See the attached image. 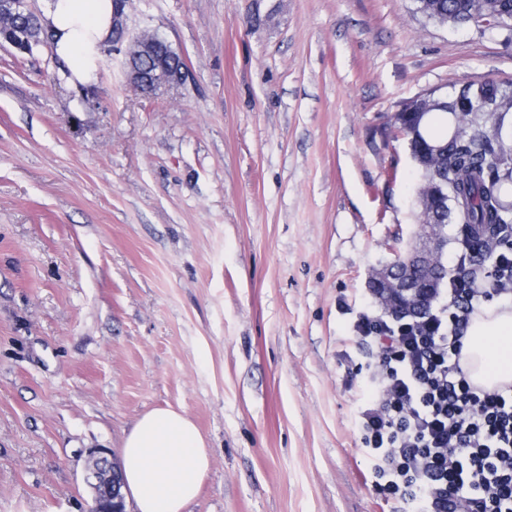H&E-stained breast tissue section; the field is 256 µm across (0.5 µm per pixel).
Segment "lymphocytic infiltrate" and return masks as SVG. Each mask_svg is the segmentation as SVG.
I'll list each match as a JSON object with an SVG mask.
<instances>
[{"mask_svg":"<svg viewBox=\"0 0 512 512\" xmlns=\"http://www.w3.org/2000/svg\"><path fill=\"white\" fill-rule=\"evenodd\" d=\"M510 290L512 257L493 283L449 289L447 306L423 318H357L373 388L360 443L395 512H512V386H475L460 363L470 316L489 292Z\"/></svg>","mask_w":512,"mask_h":512,"instance_id":"f902f5d3","label":"lymphocytic infiltrate"}]
</instances>
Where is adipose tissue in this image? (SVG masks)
<instances>
[{
	"label": "adipose tissue",
	"mask_w": 512,
	"mask_h": 512,
	"mask_svg": "<svg viewBox=\"0 0 512 512\" xmlns=\"http://www.w3.org/2000/svg\"><path fill=\"white\" fill-rule=\"evenodd\" d=\"M113 0H46L44 26L61 61V75L86 88L97 82V64L112 42ZM461 361L474 385L512 383V306L490 305L473 314L464 331ZM123 488L136 512H184L209 469L205 442L182 411L153 409L125 434Z\"/></svg>",
	"instance_id": "ef3b65f1"
}]
</instances>
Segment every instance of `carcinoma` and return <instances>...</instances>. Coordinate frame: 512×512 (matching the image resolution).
<instances>
[{"label":"carcinoma","instance_id":"1","mask_svg":"<svg viewBox=\"0 0 512 512\" xmlns=\"http://www.w3.org/2000/svg\"><path fill=\"white\" fill-rule=\"evenodd\" d=\"M417 10L439 21L478 26L498 15L512 14V0H416ZM14 23L23 28L31 49L44 43L42 18L20 14ZM428 111L410 125V149L423 153L425 167L416 196L427 199L430 185L441 180L453 198L437 206L418 208L421 232L432 224L456 226L448 239L461 253L468 248L502 259L512 253V95L493 83H467L448 99L430 98ZM443 273V286L460 288L480 278L484 269L459 264L448 272L442 254L433 258Z\"/></svg>","mask_w":512,"mask_h":512}]
</instances>
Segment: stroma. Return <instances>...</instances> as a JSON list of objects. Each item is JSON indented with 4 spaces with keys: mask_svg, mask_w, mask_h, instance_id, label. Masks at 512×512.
Instances as JSON below:
<instances>
[{
    "mask_svg": "<svg viewBox=\"0 0 512 512\" xmlns=\"http://www.w3.org/2000/svg\"><path fill=\"white\" fill-rule=\"evenodd\" d=\"M90 104L0 47V512H89L88 452L155 408L210 458L188 512H388L360 449L372 271L414 241L398 106L512 89V33L415 0H126ZM161 41L162 37L157 34L142 32L130 42L126 59L127 75L130 82L145 94L151 90L154 75L150 67L139 64V55L148 52Z\"/></svg>",
    "mask_w": 512,
    "mask_h": 512,
    "instance_id": "35a3bbf8",
    "label": "stroma"
}]
</instances>
